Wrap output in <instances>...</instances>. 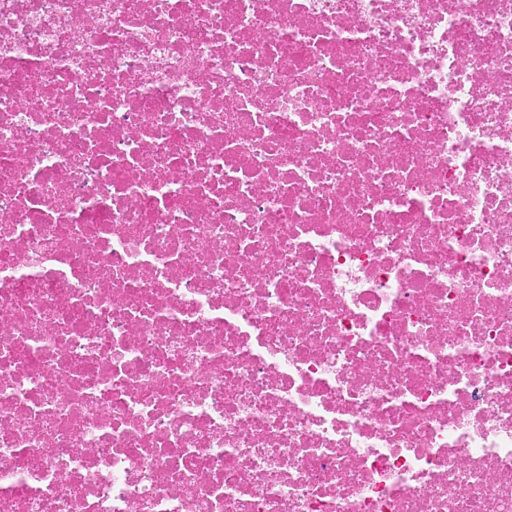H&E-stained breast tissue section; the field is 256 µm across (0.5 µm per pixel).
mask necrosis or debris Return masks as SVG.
<instances>
[{"mask_svg": "<svg viewBox=\"0 0 512 512\" xmlns=\"http://www.w3.org/2000/svg\"><path fill=\"white\" fill-rule=\"evenodd\" d=\"M0 512H512V0H0Z\"/></svg>", "mask_w": 512, "mask_h": 512, "instance_id": "necrosis-or-debris-1", "label": "necrosis or debris"}]
</instances>
